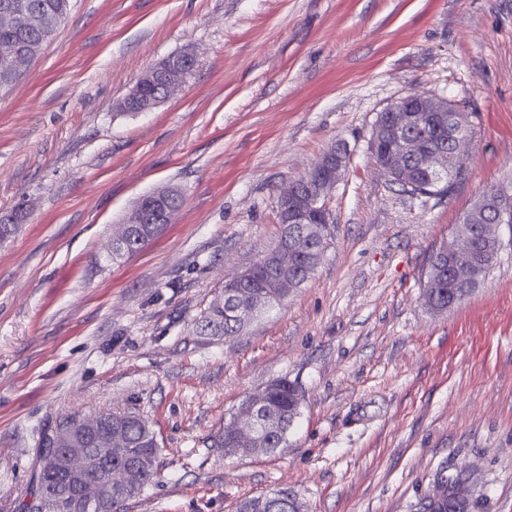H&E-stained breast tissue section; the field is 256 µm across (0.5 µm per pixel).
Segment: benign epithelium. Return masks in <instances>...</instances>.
Returning a JSON list of instances; mask_svg holds the SVG:
<instances>
[{
	"label": "benign epithelium",
	"instance_id": "benign-epithelium-1",
	"mask_svg": "<svg viewBox=\"0 0 512 512\" xmlns=\"http://www.w3.org/2000/svg\"><path fill=\"white\" fill-rule=\"evenodd\" d=\"M39 21L35 13L18 14L0 13L1 24L32 25ZM37 51H18L14 48L0 50V70L13 76L27 70ZM160 67L144 73L127 96L119 103L123 112H146L157 107L164 99L180 86L169 81L163 86V97L145 99L141 88L145 84L157 81ZM388 120L378 121L370 138V153L376 154L378 144L388 141V161L376 164L377 169L396 185L406 188L412 186L417 173L412 161L422 159V167L427 173L441 175L452 168L459 172L464 170L465 159L471 152L472 136L455 132L456 114L448 109V100L425 91L411 92L393 103L389 108ZM433 113L432 125L440 130L448 128L452 150H435L430 148L425 136L413 131L417 125L415 113ZM349 151L340 143L329 148L314 163L308 173L288 184L278 198V206L286 217L288 224L306 225V233L317 241V248L325 245L322 225L330 223L327 208L329 193L336 187L347 168ZM169 190H158L142 196L129 213L121 232L113 238L112 247L123 246L132 234L134 224H165L166 214L160 213ZM452 257L451 273L455 283L469 286L478 281L480 268L476 260L477 240L470 227L465 226L455 231L452 240L443 245ZM296 251L286 246H275L264 256L267 265L276 270L271 277L265 298L270 301L283 302L294 289L301 286L299 278L288 275V266L294 264ZM230 304L234 305L232 314L242 325L256 317V308L252 301H246L235 293H230ZM265 394L259 393L249 397V402L241 407L236 421L228 428L238 448H253L257 442L260 411L264 405ZM40 470L45 474H59L66 492V508L69 512H82L99 504L104 498H112V492L125 488L127 472L121 468L108 471V481L91 483L83 457V449L75 447V435L67 428L53 439L51 448L43 449L39 454ZM470 504L469 494L464 482L456 480L442 481L435 492L423 501V505L434 504L443 499Z\"/></svg>",
	"mask_w": 512,
	"mask_h": 512
}]
</instances>
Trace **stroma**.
<instances>
[{
    "instance_id": "stroma-1",
    "label": "stroma",
    "mask_w": 512,
    "mask_h": 512,
    "mask_svg": "<svg viewBox=\"0 0 512 512\" xmlns=\"http://www.w3.org/2000/svg\"><path fill=\"white\" fill-rule=\"evenodd\" d=\"M197 66L162 105L117 104L168 57ZM470 114L445 197L375 167L379 113L409 92ZM311 279L232 337L193 324L278 242L277 198L333 143ZM183 205L132 256L110 247L140 196ZM512 193V0H73L26 74L0 89V512L31 502L38 450L68 422L133 412L159 476L125 512H236L276 489L302 512H419L468 470L472 512H512V227L460 305L423 303L433 248L486 192ZM301 395L283 447L225 454L242 400Z\"/></svg>"
}]
</instances>
